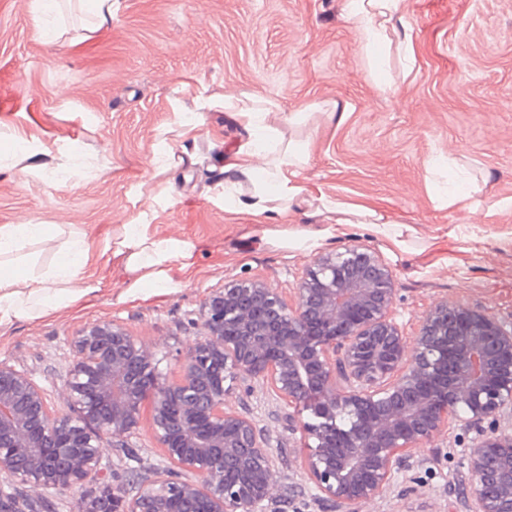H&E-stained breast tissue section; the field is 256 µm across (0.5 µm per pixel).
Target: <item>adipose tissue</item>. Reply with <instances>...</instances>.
Returning a JSON list of instances; mask_svg holds the SVG:
<instances>
[{"mask_svg": "<svg viewBox=\"0 0 512 512\" xmlns=\"http://www.w3.org/2000/svg\"><path fill=\"white\" fill-rule=\"evenodd\" d=\"M401 0H348L350 17L361 26L367 48V60L379 68L377 48L391 45L388 24L400 10ZM223 108L248 133L232 161L222 166L220 186L225 209H234L259 217L266 223L269 240L284 249L316 251L326 240L344 235L347 227L359 224L399 249L406 248L402 231L375 208L353 205L340 198L312 189L303 183L309 155L305 143L285 138L284 129L314 131L307 112H280L271 101H255L233 93L225 94ZM313 207L324 224L297 230L285 221L301 205ZM30 243L53 251L46 266L27 253ZM202 246L198 239L160 234L152 222V213L144 209L121 225L100 253L123 275V296L137 299L151 292H171L182 287L181 273L195 266ZM89 248L79 232L69 231L65 240L46 232L40 224L0 225V327L20 319L39 320L63 308L95 296L100 281L86 276Z\"/></svg>", "mask_w": 512, "mask_h": 512, "instance_id": "1", "label": "adipose tissue"}]
</instances>
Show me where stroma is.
<instances>
[{
    "instance_id": "stroma-1",
    "label": "stroma",
    "mask_w": 512,
    "mask_h": 512,
    "mask_svg": "<svg viewBox=\"0 0 512 512\" xmlns=\"http://www.w3.org/2000/svg\"><path fill=\"white\" fill-rule=\"evenodd\" d=\"M33 0H0V225L78 230L95 256L141 209L160 233L202 243L197 264L174 292L134 302L123 277L90 261L94 297L40 320L0 327V361L32 378L52 404L63 397L72 336L113 322L157 343L162 377L178 379L201 331L204 301L224 284L259 280L291 297L308 253L266 243L257 217L224 208L215 181L245 130L220 107L225 92L277 100L296 112L333 104L342 120L320 122L306 182L344 200L376 206L412 229V249L393 247L363 226L324 243L375 250L398 288L394 317L415 335L441 302L476 304L512 327V0H401L385 65L369 71L347 0H112V21L62 4L58 38L38 30ZM410 40L413 63L401 44ZM201 124L185 141L195 163L166 178L151 164L157 135L180 114ZM454 159L486 176L479 201L447 206L435 195L432 160ZM168 189L172 201L153 196ZM248 409L280 456L281 484L266 512H320L304 471L309 449L290 432L283 402L254 382ZM473 432L449 426L413 457L406 480L361 512H465L455 499ZM135 460L105 447L99 479L58 498L76 512L129 468L167 466L143 403Z\"/></svg>"
}]
</instances>
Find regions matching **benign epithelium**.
<instances>
[{
    "instance_id": "benign-epithelium-1",
    "label": "benign epithelium",
    "mask_w": 512,
    "mask_h": 512,
    "mask_svg": "<svg viewBox=\"0 0 512 512\" xmlns=\"http://www.w3.org/2000/svg\"><path fill=\"white\" fill-rule=\"evenodd\" d=\"M395 279L361 245L305 265L293 298L256 281L211 295L183 374L158 377L155 346L115 323L71 339L62 406L0 362V476L51 494L99 476L103 443L130 447L151 390L153 436L169 466L135 495L108 484L78 512H265L280 483L266 431L229 407L226 382L261 380L296 413L304 461L327 512L384 498L413 451L454 421L475 430L465 449L467 512H512V329L478 307L443 302L404 336ZM190 469L198 484L178 480Z\"/></svg>"
}]
</instances>
